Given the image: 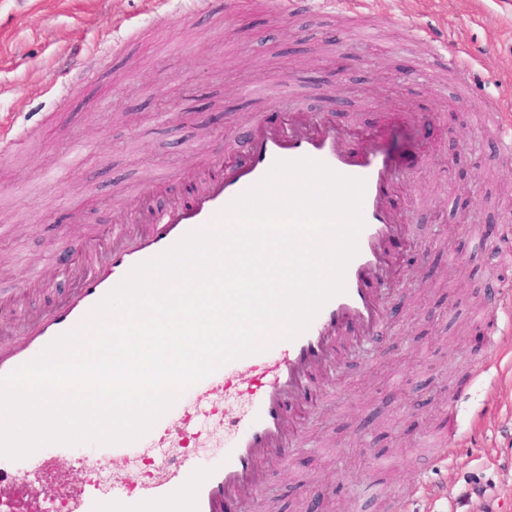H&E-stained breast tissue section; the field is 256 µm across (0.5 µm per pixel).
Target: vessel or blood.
<instances>
[{"instance_id": "vessel-or-blood-1", "label": "vessel or blood", "mask_w": 512, "mask_h": 512, "mask_svg": "<svg viewBox=\"0 0 512 512\" xmlns=\"http://www.w3.org/2000/svg\"><path fill=\"white\" fill-rule=\"evenodd\" d=\"M481 112L493 118L500 131L498 152L512 155V102L489 100ZM344 128L316 122L303 111H293L288 122L272 127L255 119L244 141L245 163L215 157L217 173L200 183L195 201L178 204L148 218L138 232L116 229L112 245L98 252L91 238L74 240L80 261L72 269L76 288L53 308L25 316L8 342H0V376L36 358L55 338L76 328L138 263L153 259L173 246L190 230L213 227L217 214L232 199L257 184L279 159L308 157L324 162L339 174L364 179L363 217L358 254L346 270V291L329 300L308 330L293 341H279L267 349L230 361L190 390L209 395L232 384L247 372L241 385L249 396L245 423L228 450L205 469L189 461L170 463L149 480L132 486L121 480L99 482L74 492L66 512H224L226 503L258 495L265 466L286 460L290 452L284 408L300 404L311 370L331 363V343L343 324L372 335L384 313L369 280H387L393 271L386 244L405 230L406 215L392 211V192L398 162L383 152L355 153L345 145ZM202 407L179 401L138 440L141 448H171L200 437ZM65 445L46 446L26 459V467L42 466L51 458H66Z\"/></svg>"}]
</instances>
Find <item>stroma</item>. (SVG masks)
<instances>
[{
	"mask_svg": "<svg viewBox=\"0 0 512 512\" xmlns=\"http://www.w3.org/2000/svg\"><path fill=\"white\" fill-rule=\"evenodd\" d=\"M295 4L280 17L266 0H0V120L26 140L0 154V332L73 290L62 259L74 236L98 231L107 250L114 223L140 228L197 182L206 150L240 160L253 116L278 125L302 106L347 128L348 149L402 158L390 202L408 225L376 291L381 342L338 351L291 419L287 461L236 512H308L320 495L347 512H512V335L484 301L512 290V159L496 158L495 128L442 64L458 51L475 96L512 98V0ZM89 54L95 79L72 82L70 61ZM463 221L472 232L452 234ZM246 403L234 388L205 399L223 421L186 448L87 472L58 461L34 488L15 473L23 512L129 468L207 462Z\"/></svg>",
	"mask_w": 512,
	"mask_h": 512,
	"instance_id": "stroma-1",
	"label": "stroma"
}]
</instances>
